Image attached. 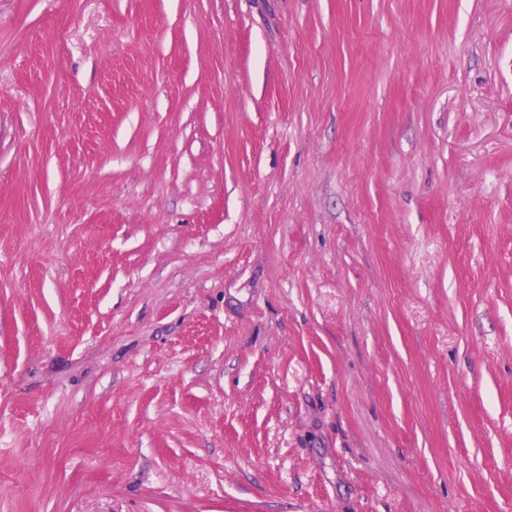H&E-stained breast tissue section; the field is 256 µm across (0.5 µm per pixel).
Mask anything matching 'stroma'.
Instances as JSON below:
<instances>
[{
  "label": "stroma",
  "mask_w": 512,
  "mask_h": 512,
  "mask_svg": "<svg viewBox=\"0 0 512 512\" xmlns=\"http://www.w3.org/2000/svg\"><path fill=\"white\" fill-rule=\"evenodd\" d=\"M0 512H512V0H0Z\"/></svg>",
  "instance_id": "obj_1"
}]
</instances>
